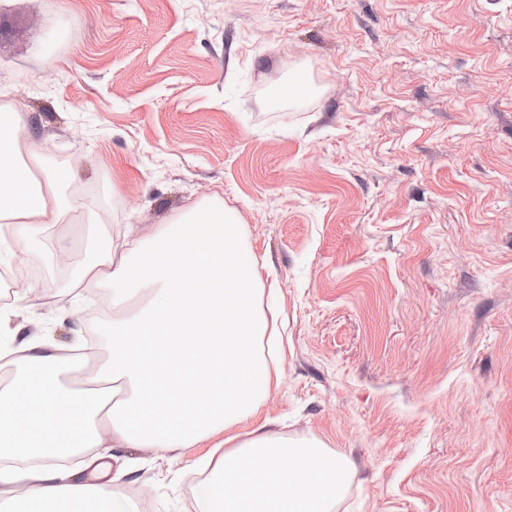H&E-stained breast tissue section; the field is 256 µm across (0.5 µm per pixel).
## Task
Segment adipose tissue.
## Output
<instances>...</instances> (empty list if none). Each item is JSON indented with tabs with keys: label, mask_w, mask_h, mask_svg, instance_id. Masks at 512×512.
I'll list each match as a JSON object with an SVG mask.
<instances>
[{
	"label": "adipose tissue",
	"mask_w": 512,
	"mask_h": 512,
	"mask_svg": "<svg viewBox=\"0 0 512 512\" xmlns=\"http://www.w3.org/2000/svg\"><path fill=\"white\" fill-rule=\"evenodd\" d=\"M28 152L29 163L16 164L0 150V222L35 244L65 209L57 174L41 166V146ZM209 210L200 238L196 206L149 233L136 224L94 225L71 299L111 289L104 365L85 364L75 381L71 357L52 337L0 336V359L15 367L0 387V512H132L124 470L103 491L44 456L83 453L103 471L116 446L166 452L219 433L223 453L197 463L193 512H335L353 470L349 457L254 420L282 351L263 346L264 284L238 243L236 214L217 204ZM35 371L49 386L34 395L24 383Z\"/></svg>",
	"instance_id": "obj_1"
}]
</instances>
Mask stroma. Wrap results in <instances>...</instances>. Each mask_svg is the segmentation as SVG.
Wrapping results in <instances>:
<instances>
[{
  "label": "stroma",
  "mask_w": 512,
  "mask_h": 512,
  "mask_svg": "<svg viewBox=\"0 0 512 512\" xmlns=\"http://www.w3.org/2000/svg\"><path fill=\"white\" fill-rule=\"evenodd\" d=\"M4 97L73 241L14 249L41 280L13 325L108 360L109 288L55 319L89 225L220 199L284 328L258 417L350 457L337 512H512V0H8ZM209 452L111 464L192 512Z\"/></svg>",
  "instance_id": "obj_1"
}]
</instances>
